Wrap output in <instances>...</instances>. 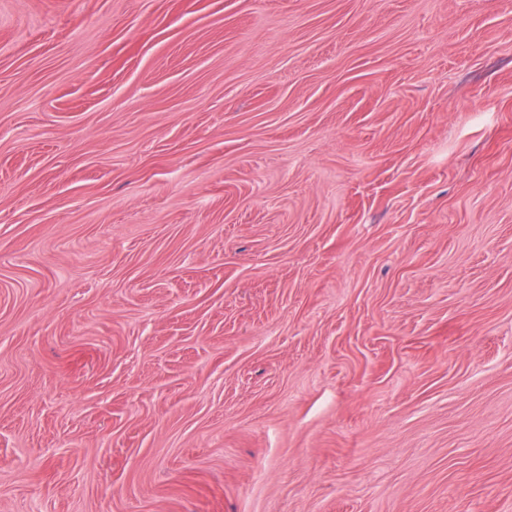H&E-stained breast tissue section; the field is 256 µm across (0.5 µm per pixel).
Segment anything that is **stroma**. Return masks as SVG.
I'll use <instances>...</instances> for the list:
<instances>
[{
    "instance_id": "35a3bbf8",
    "label": "stroma",
    "mask_w": 512,
    "mask_h": 512,
    "mask_svg": "<svg viewBox=\"0 0 512 512\" xmlns=\"http://www.w3.org/2000/svg\"><path fill=\"white\" fill-rule=\"evenodd\" d=\"M0 512H512V0H0Z\"/></svg>"
}]
</instances>
